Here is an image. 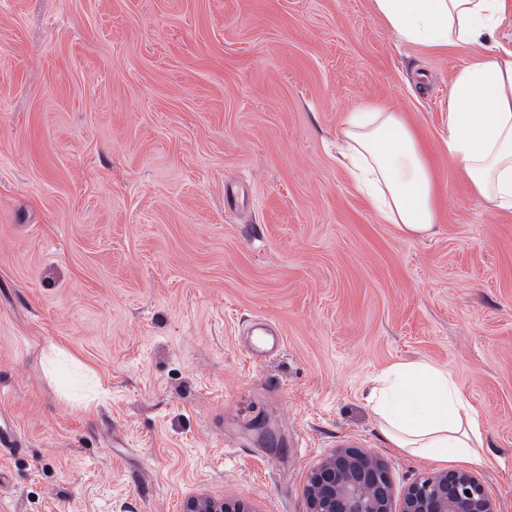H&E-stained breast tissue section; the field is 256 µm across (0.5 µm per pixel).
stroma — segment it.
I'll return each mask as SVG.
<instances>
[{
  "instance_id": "stroma-1",
  "label": "stroma",
  "mask_w": 512,
  "mask_h": 512,
  "mask_svg": "<svg viewBox=\"0 0 512 512\" xmlns=\"http://www.w3.org/2000/svg\"><path fill=\"white\" fill-rule=\"evenodd\" d=\"M477 48L400 41L373 0H0V512H311L367 449L395 494L455 460L389 444L376 376L431 363L512 512V211L453 166ZM414 131L438 220L384 223L336 160L347 113ZM266 319L284 338L242 347ZM74 366L49 374L50 347ZM269 332H271L269 325L258 324L255 335L251 336L249 344L244 347V351L250 359L255 360L260 356L278 351L282 346L283 339L278 335H269ZM225 503L224 500L200 493L185 498L182 512H250L240 501L235 508H229Z\"/></svg>"
}]
</instances>
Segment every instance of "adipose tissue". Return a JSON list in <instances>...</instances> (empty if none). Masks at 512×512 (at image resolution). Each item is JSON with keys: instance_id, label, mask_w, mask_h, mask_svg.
<instances>
[{"instance_id": "adipose-tissue-1", "label": "adipose tissue", "mask_w": 512, "mask_h": 512, "mask_svg": "<svg viewBox=\"0 0 512 512\" xmlns=\"http://www.w3.org/2000/svg\"><path fill=\"white\" fill-rule=\"evenodd\" d=\"M402 41L479 45L448 95V151L456 169L495 208L512 210V48L495 44L512 24V0H374ZM337 161L378 216L415 235L437 219L430 171L414 134L397 113L375 107L348 113ZM370 400L385 438L421 458L481 459V424L448 371L421 362L377 379Z\"/></svg>"}]
</instances>
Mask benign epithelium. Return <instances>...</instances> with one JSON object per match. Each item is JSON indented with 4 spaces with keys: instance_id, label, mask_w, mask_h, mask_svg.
<instances>
[{
    "instance_id": "7a95c632",
    "label": "benign epithelium",
    "mask_w": 512,
    "mask_h": 512,
    "mask_svg": "<svg viewBox=\"0 0 512 512\" xmlns=\"http://www.w3.org/2000/svg\"><path fill=\"white\" fill-rule=\"evenodd\" d=\"M312 512H498L478 476L447 470L415 482L394 508V490L385 465L361 448H339L307 476L305 487ZM182 512H249L207 494L191 495Z\"/></svg>"
}]
</instances>
